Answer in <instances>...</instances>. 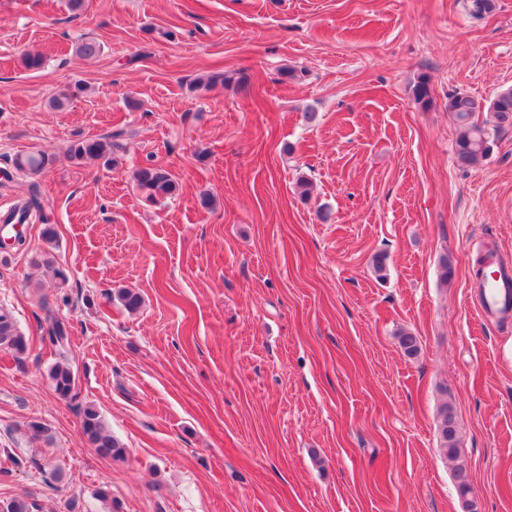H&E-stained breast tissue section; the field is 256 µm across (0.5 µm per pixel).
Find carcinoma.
I'll return each instance as SVG.
<instances>
[{
	"mask_svg": "<svg viewBox=\"0 0 512 512\" xmlns=\"http://www.w3.org/2000/svg\"><path fill=\"white\" fill-rule=\"evenodd\" d=\"M448 112L453 115L458 127L454 149L456 162L461 167L473 166L490 152L491 132L512 126V87L498 91L489 100L455 91L448 95ZM479 112L490 114L492 128L488 129L474 121L475 114ZM67 154L78 163L99 160L109 170L118 166L113 144L105 137L74 140L70 143ZM54 162L53 154L37 151L17 156L14 166L19 171L37 175L50 168ZM131 180L143 202L148 205H157L173 197L179 189L174 173L161 165L139 167L132 172ZM31 220L46 225L50 223V217L35 184L31 186L29 198L17 205L0 225V231L8 234L10 228ZM116 298L130 313L137 312L143 305L142 296L129 288L118 290ZM46 319L48 327L44 331L43 340L58 356V361L49 371L51 386L59 398L71 401L76 398L77 392L76 374L69 359V327L53 317L49 309L46 310ZM0 350L10 352L18 358L28 351L26 337L18 329L12 314L4 308H0ZM79 414L82 434L99 454L113 460L124 459L126 448L108 430L98 408L90 403L85 404L79 407ZM438 441L443 454L456 462L453 479L463 512H478L469 473L461 456V438L456 414L452 403L448 401L438 411ZM0 512H39V505L25 497H14L0 501Z\"/></svg>",
	"mask_w": 512,
	"mask_h": 512,
	"instance_id": "carcinoma-1",
	"label": "carcinoma"
}]
</instances>
